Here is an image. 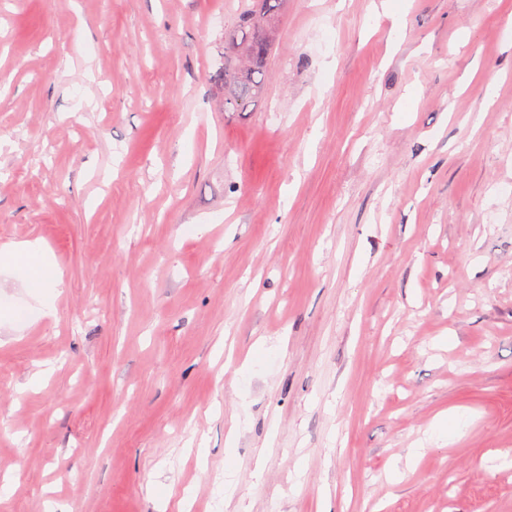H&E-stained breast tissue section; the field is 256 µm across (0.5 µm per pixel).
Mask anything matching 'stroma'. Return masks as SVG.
I'll use <instances>...</instances> for the list:
<instances>
[{"label": "stroma", "instance_id": "stroma-1", "mask_svg": "<svg viewBox=\"0 0 512 512\" xmlns=\"http://www.w3.org/2000/svg\"><path fill=\"white\" fill-rule=\"evenodd\" d=\"M374 2L0 0V512H512V0ZM282 0H241L224 29V66L213 75L226 112H247L264 90ZM226 46V50H225ZM8 248L13 257L12 270L27 288H37L39 291L42 288H57L61 284L62 272L54 267L52 275L49 273L48 268L52 264L47 261V252L40 244L19 242L10 244ZM38 258L40 262H36Z\"/></svg>", "mask_w": 512, "mask_h": 512}]
</instances>
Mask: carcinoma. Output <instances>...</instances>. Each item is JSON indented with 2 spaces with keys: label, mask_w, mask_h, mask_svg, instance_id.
<instances>
[{
  "label": "carcinoma",
  "mask_w": 512,
  "mask_h": 512,
  "mask_svg": "<svg viewBox=\"0 0 512 512\" xmlns=\"http://www.w3.org/2000/svg\"><path fill=\"white\" fill-rule=\"evenodd\" d=\"M282 0H241L224 29V66L213 75L226 112H246L264 90Z\"/></svg>",
  "instance_id": "cac0c4a2"
}]
</instances>
